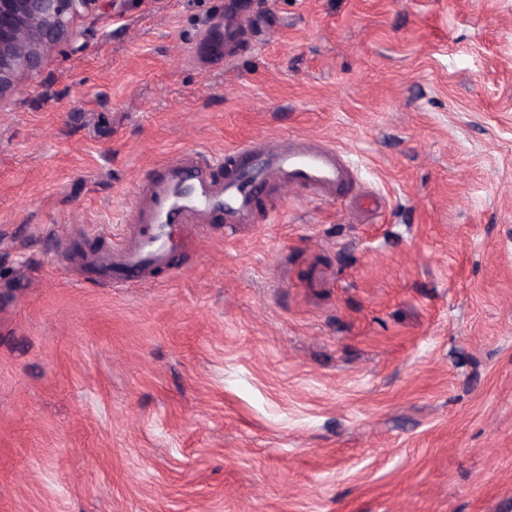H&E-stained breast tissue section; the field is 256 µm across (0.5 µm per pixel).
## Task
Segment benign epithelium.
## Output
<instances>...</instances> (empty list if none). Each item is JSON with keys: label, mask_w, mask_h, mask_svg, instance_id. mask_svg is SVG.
Instances as JSON below:
<instances>
[{"label": "benign epithelium", "mask_w": 512, "mask_h": 512, "mask_svg": "<svg viewBox=\"0 0 512 512\" xmlns=\"http://www.w3.org/2000/svg\"><path fill=\"white\" fill-rule=\"evenodd\" d=\"M106 0H0V102L77 37L75 23Z\"/></svg>", "instance_id": "7a95c632"}]
</instances>
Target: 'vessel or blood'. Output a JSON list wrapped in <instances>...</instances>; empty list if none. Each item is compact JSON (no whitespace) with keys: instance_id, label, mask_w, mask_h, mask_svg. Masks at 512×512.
Masks as SVG:
<instances>
[{"instance_id":"1","label":"vessel or blood","mask_w":512,"mask_h":512,"mask_svg":"<svg viewBox=\"0 0 512 512\" xmlns=\"http://www.w3.org/2000/svg\"><path fill=\"white\" fill-rule=\"evenodd\" d=\"M254 11L252 0H230L223 24L203 29L194 61L203 62L202 47L216 44L223 45L225 61L240 56L250 45L247 16ZM356 181L348 157L314 136L263 135L225 151L210 166L188 151L137 177L131 227L111 247L90 250V264L111 286L132 288L152 270L169 266L174 231L195 241L217 217L229 228L252 223L263 198L277 197L286 188L333 201L349 194Z\"/></svg>"}]
</instances>
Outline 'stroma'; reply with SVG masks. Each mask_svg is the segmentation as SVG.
Returning <instances> with one entry per match:
<instances>
[{
  "label": "stroma",
  "instance_id": "35a3bbf8",
  "mask_svg": "<svg viewBox=\"0 0 512 512\" xmlns=\"http://www.w3.org/2000/svg\"><path fill=\"white\" fill-rule=\"evenodd\" d=\"M115 0L0 105V512H512V0ZM316 136L377 208L289 188L138 288L184 150ZM224 4V25L213 24L203 29L197 48L192 52V58L199 64H206L201 49L204 46L216 44L224 45V64H229L234 57L240 56L244 49L250 46L252 31L249 29L248 19L238 15L236 11H243L252 17L255 7L252 2L232 0Z\"/></svg>",
  "mask_w": 512,
  "mask_h": 512
}]
</instances>
